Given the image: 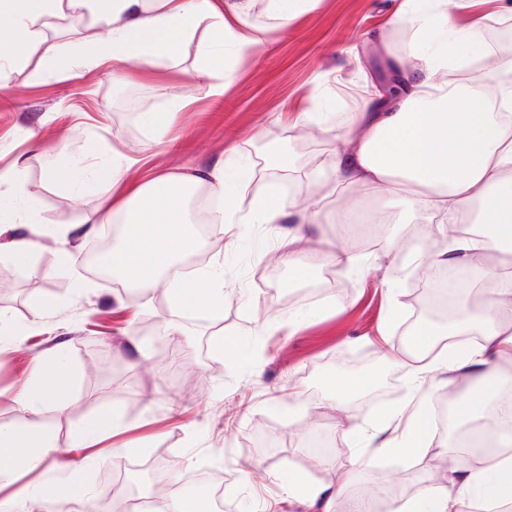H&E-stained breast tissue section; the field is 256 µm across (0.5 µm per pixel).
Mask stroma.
<instances>
[{"mask_svg":"<svg viewBox=\"0 0 512 512\" xmlns=\"http://www.w3.org/2000/svg\"><path fill=\"white\" fill-rule=\"evenodd\" d=\"M399 2L319 0L284 28L266 0H255L260 44L225 64L219 95L192 77L206 36L202 26L164 67L132 61L116 72L108 64L84 65L79 49L91 33L86 24L54 19L25 64L10 69L0 87V171L20 164L25 198L45 221L22 229L38 245L30 268L0 262V312L22 322L32 319L39 301L53 300L45 321L54 333L22 336L0 349V422L15 417L11 395L43 351L57 349L76 375L68 407L35 417L36 425L53 430L61 467L24 472L0 486V498H16L17 512H27V492L49 488L64 493L73 512H90L92 494L160 457L174 461L173 482L201 471L219 475L224 512H321L293 490L299 471L332 487L381 486L401 472L411 496L422 477L443 480L459 464L457 448L441 437L423 460L387 446L396 435V413L408 401L417 397L434 409L471 385L466 375L443 370L417 382L410 365L384 359L404 347L400 325L388 321L391 306L410 318V296L423 283V254L448 248L446 235L389 199L366 205L382 217L369 238L349 227L341 210L332 223L301 225L310 255L336 246L365 255L352 272L316 265L298 275L280 264L281 239L291 228L286 219L240 224L234 238L203 240L195 268L223 270L224 308L206 311L199 334L166 338L163 349L174 362L168 372L145 368L130 343L148 341L145 322L188 321L189 311L172 308L167 288L136 293L120 279L89 276L84 263L69 268L58 260L56 227L82 223L112 196L107 181L88 191L69 186L64 173L71 166L107 168L127 157L133 164L124 179L140 183L230 163L248 171L249 192L272 187L287 203L301 189L320 195L333 189L332 163L353 116L379 90L389 60L406 57L413 42L407 23L394 16ZM450 14L458 26H479L474 61L512 56V43L487 47L496 27L512 22V0H459ZM50 50L67 58L64 72L47 71ZM174 99L184 111H170ZM65 134L70 159L58 164ZM54 165L60 177H50ZM328 275L333 290L317 291ZM78 278L88 281L86 293H74ZM345 375L367 377L368 384L341 411L329 397ZM110 411L123 423L120 432L82 447L75 428ZM349 414L357 434L340 438L331 466L315 467L309 437L337 436ZM116 448L122 457H113Z\"/></svg>","mask_w":512,"mask_h":512,"instance_id":"1","label":"stroma"}]
</instances>
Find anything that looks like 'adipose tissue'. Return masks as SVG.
<instances>
[{
  "instance_id": "obj_1",
  "label": "adipose tissue",
  "mask_w": 512,
  "mask_h": 512,
  "mask_svg": "<svg viewBox=\"0 0 512 512\" xmlns=\"http://www.w3.org/2000/svg\"><path fill=\"white\" fill-rule=\"evenodd\" d=\"M253 0H0V57L25 61L33 38L53 18L88 19L105 35L87 42L82 57L88 66L129 60L160 68L183 39L207 23L208 42L200 50L195 78L208 81L210 93L224 89L216 77L225 61L257 47L250 17ZM402 18L417 39L410 56L421 65V76L410 75L395 60L391 90L378 92L353 120V138L333 164L338 184L366 197L388 192L405 199L408 207L435 231L447 230L449 217L478 208L487 233L450 236L448 260L480 272L477 287L488 296L477 318L480 342L450 351L448 370H479L485 384L458 401L461 416L470 417L490 405L494 391L512 380V327L503 323L512 314V276L505 274L512 256V81L500 82L485 97L479 82L452 84L436 81L438 72L462 65L479 41L477 30L453 25L447 0H404ZM99 178L119 186L114 200L90 217L93 230L123 219V231L103 258L113 276L132 287H156L165 269L196 252L201 240L183 218V203L199 183H209L222 197L224 209L212 220L218 237L233 236L239 224H277L285 205L274 190L247 194L235 167L224 171L164 175L144 184L123 181L120 164L98 170ZM22 195L13 176H0V258L19 270L34 260L33 240L14 235L18 213L34 216L33 206L18 209ZM174 306L202 302L210 309L224 306V279L200 273L173 283ZM74 373L56 353L47 354L28 387L13 401L16 419L0 423V483L11 481L20 464L38 467L52 459L56 448L51 431L31 428L28 417L43 408L65 410L73 395ZM501 453L469 456L461 470L449 471L446 482L428 484L420 497L402 489L389 495L390 512H461L462 505L501 512L512 505V434L498 438Z\"/></svg>"
}]
</instances>
